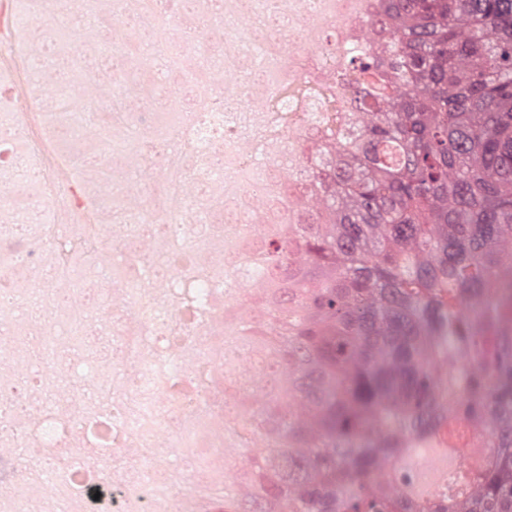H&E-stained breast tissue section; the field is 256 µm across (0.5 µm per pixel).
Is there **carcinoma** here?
I'll return each mask as SVG.
<instances>
[{"mask_svg":"<svg viewBox=\"0 0 512 512\" xmlns=\"http://www.w3.org/2000/svg\"><path fill=\"white\" fill-rule=\"evenodd\" d=\"M19 2L30 91L93 223L53 222L0 73V317L31 337L50 312L66 346L110 337L112 360L82 350L94 375L69 384L88 401L83 443L106 462L128 428L118 357L133 352L168 399L199 397L221 419L232 408L226 432L244 448L266 439L218 512H512V0H378L383 48L347 52L351 135L330 85L278 79L269 0L229 13L225 0ZM227 68L243 90L268 78L281 127L291 98L313 102L320 128L297 152L304 178L271 190L272 230L241 269L266 282L263 319L240 330L268 376L259 391L234 356L168 373L224 319V276L192 284L196 246L224 251V169L201 163L194 128L246 145L245 192L271 149L288 154L224 110ZM115 281L170 317H115ZM1 434L24 458L41 447L12 414ZM98 491L122 495L80 489Z\"/></svg>","mask_w":512,"mask_h":512,"instance_id":"carcinoma-1","label":"carcinoma"}]
</instances>
